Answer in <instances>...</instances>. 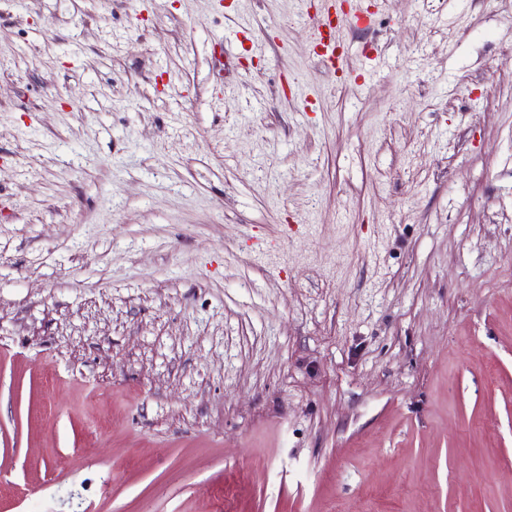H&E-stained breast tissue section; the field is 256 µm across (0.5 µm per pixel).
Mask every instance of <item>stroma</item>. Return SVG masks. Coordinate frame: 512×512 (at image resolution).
<instances>
[{"label": "stroma", "instance_id": "stroma-1", "mask_svg": "<svg viewBox=\"0 0 512 512\" xmlns=\"http://www.w3.org/2000/svg\"><path fill=\"white\" fill-rule=\"evenodd\" d=\"M322 2L0 0V512H512V0ZM323 10L318 14L309 29V38L314 48H319L320 61L328 69L342 71L345 58L336 52L335 27L331 17L336 13V1L325 0Z\"/></svg>", "mask_w": 512, "mask_h": 512}]
</instances>
